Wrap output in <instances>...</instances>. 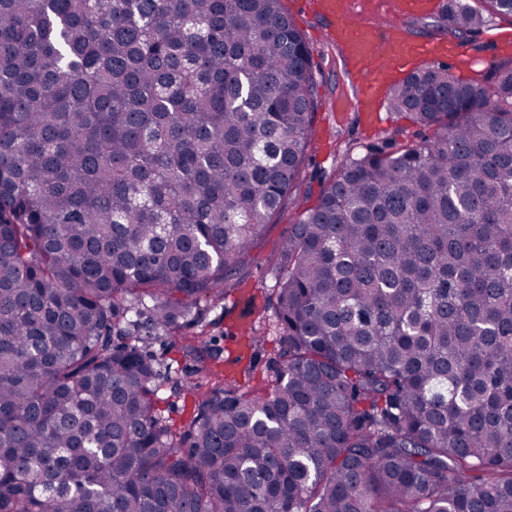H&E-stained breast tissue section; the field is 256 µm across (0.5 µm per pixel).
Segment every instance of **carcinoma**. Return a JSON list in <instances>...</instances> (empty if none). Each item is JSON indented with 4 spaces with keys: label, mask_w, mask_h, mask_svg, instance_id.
Returning a JSON list of instances; mask_svg holds the SVG:
<instances>
[{
    "label": "carcinoma",
    "mask_w": 512,
    "mask_h": 512,
    "mask_svg": "<svg viewBox=\"0 0 512 512\" xmlns=\"http://www.w3.org/2000/svg\"><path fill=\"white\" fill-rule=\"evenodd\" d=\"M387 106L433 136L298 214L271 387L177 439L116 326L197 320L291 197L309 46L283 0H0V512H512V56Z\"/></svg>",
    "instance_id": "cac0c4a2"
}]
</instances>
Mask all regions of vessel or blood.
I'll list each match as a JSON object with an SVG mask.
<instances>
[{"label":"vessel or blood","instance_id":"b4317fda","mask_svg":"<svg viewBox=\"0 0 512 512\" xmlns=\"http://www.w3.org/2000/svg\"><path fill=\"white\" fill-rule=\"evenodd\" d=\"M326 20L325 35L343 51L351 74L356 77L355 108L373 112L388 74L401 72L417 62H432L447 55L436 47L409 36L399 24L382 32L372 27L354 9L352 0H311Z\"/></svg>","mask_w":512,"mask_h":512}]
</instances>
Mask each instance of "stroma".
<instances>
[{
    "mask_svg": "<svg viewBox=\"0 0 512 512\" xmlns=\"http://www.w3.org/2000/svg\"><path fill=\"white\" fill-rule=\"evenodd\" d=\"M289 15L313 48V67L318 74L321 106L313 117L319 143L310 147L295 191L282 210L269 218L253 247L244 255L235 274L224 283V292L205 308L200 324L180 325L162 332L142 326L138 331L144 350L170 366L177 383H165L158 407L174 431L189 421L196 397L213 390L223 377L236 378L243 388L259 390L274 373L279 350L277 336L269 330L274 316L269 303L274 284L273 260L287 239L297 215L314 206L324 187L348 154L367 145L396 150L418 142L429 129L413 123L406 115L390 111L369 116L355 111L349 79L341 61L320 56L324 41V19L305 10L302 0H284ZM473 63L462 67L447 59L448 68L465 80L481 78L506 55L505 49L476 33L464 42ZM211 337L220 359L202 363L187 344L198 333ZM262 344H255V336Z\"/></svg>",
    "mask_w": 512,
    "mask_h": 512,
    "instance_id": "35a3bbf8",
    "label": "stroma"
}]
</instances>
